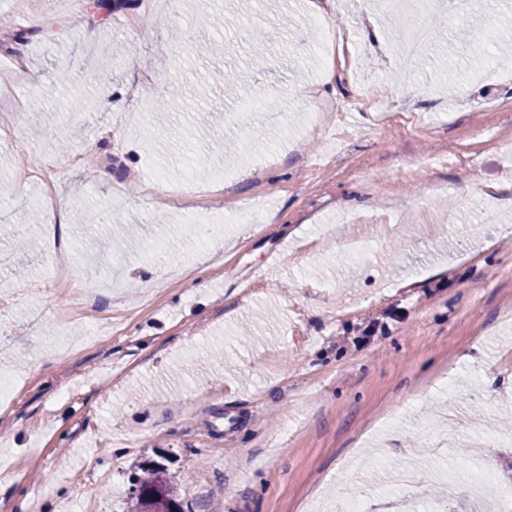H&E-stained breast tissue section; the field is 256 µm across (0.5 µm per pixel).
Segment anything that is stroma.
Returning <instances> with one entry per match:
<instances>
[{
	"mask_svg": "<svg viewBox=\"0 0 512 512\" xmlns=\"http://www.w3.org/2000/svg\"><path fill=\"white\" fill-rule=\"evenodd\" d=\"M383 3L0 0V40L30 34L23 64L0 58V129L30 141L0 138V252L26 269L0 271V377L18 380L0 406L7 512H66L81 493L128 512L129 473L158 454L189 474L186 512H305L345 484L389 512L379 477L406 467L414 512H498L470 470L512 487L507 5L423 2L437 37L404 70ZM136 69L152 77L138 90ZM168 96L180 111H157ZM195 155L216 161L186 166ZM45 160L54 221L34 224L45 204L19 175ZM158 173L178 191L220 173L224 195H122ZM242 204L250 217L225 223ZM94 211L118 226L88 225ZM87 279L113 285L58 332L59 284ZM391 310L387 335L344 345Z\"/></svg>",
	"mask_w": 512,
	"mask_h": 512,
	"instance_id": "obj_1",
	"label": "stroma"
}]
</instances>
